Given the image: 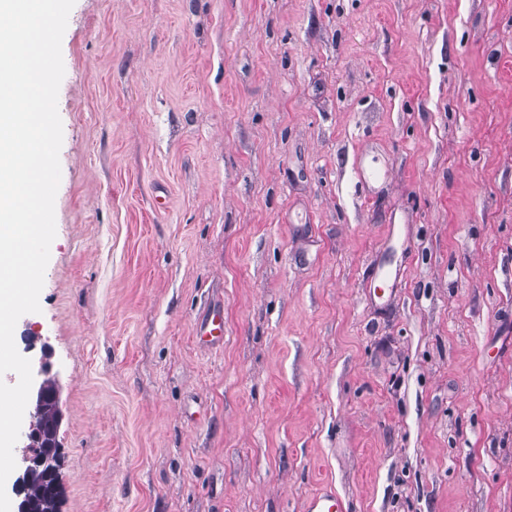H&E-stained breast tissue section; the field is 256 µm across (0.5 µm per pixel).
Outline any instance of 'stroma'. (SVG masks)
<instances>
[{
    "label": "stroma",
    "instance_id": "1",
    "mask_svg": "<svg viewBox=\"0 0 512 512\" xmlns=\"http://www.w3.org/2000/svg\"><path fill=\"white\" fill-rule=\"evenodd\" d=\"M62 57L60 512H512V0H76ZM197 344L211 349L224 345V314L220 307L212 308L201 320L196 330ZM344 499L330 487H324L310 496L304 512H347Z\"/></svg>",
    "mask_w": 512,
    "mask_h": 512
}]
</instances>
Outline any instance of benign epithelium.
I'll return each mask as SVG.
<instances>
[{
    "instance_id": "7a95c632",
    "label": "benign epithelium",
    "mask_w": 512,
    "mask_h": 512,
    "mask_svg": "<svg viewBox=\"0 0 512 512\" xmlns=\"http://www.w3.org/2000/svg\"><path fill=\"white\" fill-rule=\"evenodd\" d=\"M33 403V412L28 427L24 431L25 453L22 457L23 467L14 484L15 496L20 501L15 503L14 512H25V472L35 466L46 467L51 475V492L55 493L60 484L59 468L62 459V447L57 441L43 442L39 417L46 404L52 405L55 411L54 434H59L63 414L60 408L59 388L55 380L49 376L46 364L42 363L36 370L30 391Z\"/></svg>"
}]
</instances>
